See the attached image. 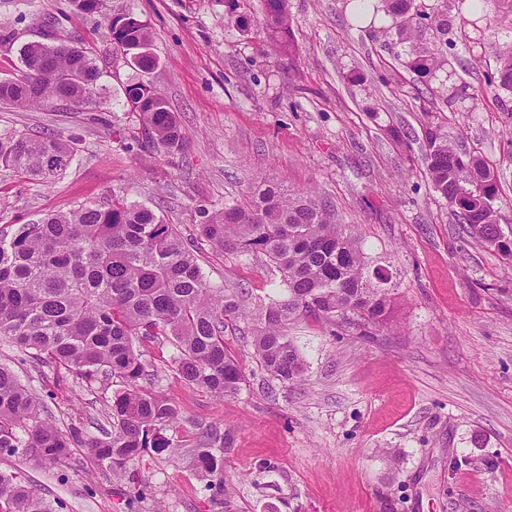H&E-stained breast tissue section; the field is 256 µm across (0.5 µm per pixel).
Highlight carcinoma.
Listing matches in <instances>:
<instances>
[{
  "instance_id": "cac0c4a2",
  "label": "carcinoma",
  "mask_w": 512,
  "mask_h": 512,
  "mask_svg": "<svg viewBox=\"0 0 512 512\" xmlns=\"http://www.w3.org/2000/svg\"><path fill=\"white\" fill-rule=\"evenodd\" d=\"M390 24L379 27L388 46L404 50V66L426 92L448 101L442 75L448 71V12L437 0H382ZM466 26L493 45L512 28V0H455ZM288 0H267L263 26L275 47L290 48ZM112 53L135 69H155L146 22L132 14L108 24ZM44 40L20 48V74L0 80V103L96 112L108 102L99 59L92 49ZM488 85L512 92V52L495 56ZM125 105L139 114L141 139L170 152L182 147L176 115L149 83L124 88ZM425 164L433 189L449 204L466 206L463 230L494 246L499 226L494 173L478 157L448 142L443 125L424 127ZM76 154L75 142L25 129L0 133V166L54 180ZM199 234L211 245L237 253L263 254L282 272L288 299H270L250 342L273 378L297 382L306 365L284 327L304 312L328 323L357 327L383 324L392 309V289L377 285L380 267H370L350 227L336 220L309 192L287 193L276 184L258 187L247 206H226L205 216ZM247 318L236 295L210 285L197 254L151 209L112 196L111 203L81 202L23 224L0 239V338L21 350L32 366H54L91 386L101 375L123 379L112 396L111 429L84 446L96 463L117 474L146 448H167L158 430L178 418L177 408L142 382L149 376L137 344L165 338L177 347L175 368L187 384L228 398L241 389L244 373L224 345V327ZM55 424L42 399L16 373L0 365V454L54 465L71 453V440ZM224 435L203 437L197 455L211 478L215 498L229 507L224 488ZM16 474L0 473V512H56Z\"/></svg>"
}]
</instances>
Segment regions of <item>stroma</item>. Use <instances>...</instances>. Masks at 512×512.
I'll use <instances>...</instances> for the list:
<instances>
[{
    "label": "stroma",
    "instance_id": "obj_1",
    "mask_svg": "<svg viewBox=\"0 0 512 512\" xmlns=\"http://www.w3.org/2000/svg\"><path fill=\"white\" fill-rule=\"evenodd\" d=\"M224 0H99L94 13L72 0H0V78L20 65L19 49L60 19L67 43L93 48L109 109L90 114L0 104V131H48L81 142L55 182L0 168V238L83 201L113 194L179 225L200 255L205 277L233 289L252 314L226 326L224 343L245 381L219 399L185 384L168 340L144 342L148 387L178 409L163 427L166 448L146 449L126 475L98 466L82 445L106 425L121 379L86 389L71 374L21 365L0 339V364L38 394L67 433L71 455L46 467L0 456V470L22 471L63 512H221L195 464L212 428L230 432L224 483L230 512H512V262L465 234L436 193L423 160L422 131L437 117L450 141L493 169L503 230L512 229V94L491 90L494 52L512 51V32L479 50L459 37L448 10V87L475 92L471 117L441 107L347 0H288V55L262 25L265 0H241L244 27L224 22ZM132 13L152 34L158 66L131 69L113 58L108 24ZM158 88L175 112L182 150L126 145L113 128L135 131L124 105L127 84ZM272 182L314 191L337 219L356 227L373 264L392 275L388 324L362 329L309 314L287 333L306 363L305 379L283 384L260 366L246 338L282 275L266 256L225 252L201 238L204 213L244 203ZM394 450L399 466L384 457Z\"/></svg>",
    "mask_w": 512,
    "mask_h": 512
}]
</instances>
